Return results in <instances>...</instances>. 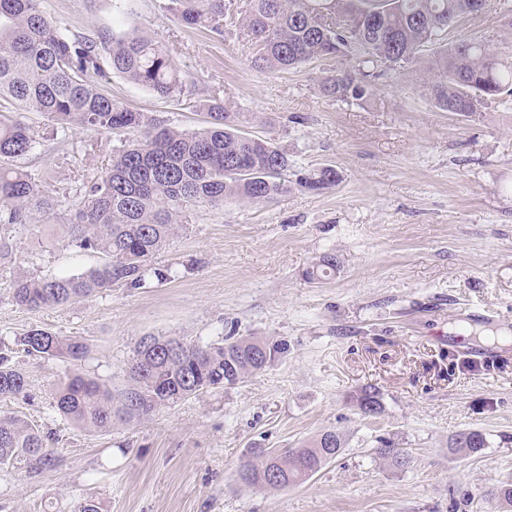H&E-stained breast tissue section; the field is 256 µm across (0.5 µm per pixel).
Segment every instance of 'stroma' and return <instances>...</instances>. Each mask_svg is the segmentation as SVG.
I'll list each match as a JSON object with an SVG mask.
<instances>
[{
  "label": "stroma",
  "mask_w": 512,
  "mask_h": 512,
  "mask_svg": "<svg viewBox=\"0 0 512 512\" xmlns=\"http://www.w3.org/2000/svg\"><path fill=\"white\" fill-rule=\"evenodd\" d=\"M164 0H41L71 33L97 38L138 27L168 49L184 94L156 97L109 72L98 86L128 107L185 130L204 126L219 99L250 134L293 160L291 184L268 203L225 202L186 213L149 263L142 285L114 284L64 306L13 304L16 268L81 273L99 255L64 245L62 216L16 236V261L0 266V341L34 327L74 336L85 360L17 353L28 395L0 401L53 436L49 464H0V512H75L85 499L105 512H512L489 497L512 481V108L491 103L466 118L436 109L414 70L379 80L357 103L323 97L319 62L283 72L251 64L232 27L189 28ZM450 38L512 41L494 8L463 18ZM118 141L75 129L45 141L21 166L48 192L94 181ZM333 166L334 187L298 186ZM323 282L307 269L323 257ZM486 309L488 330L462 335L464 309ZM145 336L216 341L264 336L288 350L264 373L163 407L150 419L87 432L54 408L65 371L125 384ZM375 387L382 412L362 417L357 398ZM327 429L342 455L287 489H248L236 472L253 448H293ZM480 430L486 446L451 449ZM409 452L395 469L373 454L379 439ZM486 439L482 432L475 429H467L456 434L453 442L454 450L468 454L477 453L485 448Z\"/></svg>",
  "instance_id": "1"
}]
</instances>
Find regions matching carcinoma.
Masks as SVG:
<instances>
[{"label": "carcinoma", "instance_id": "cac0c4a2", "mask_svg": "<svg viewBox=\"0 0 512 512\" xmlns=\"http://www.w3.org/2000/svg\"><path fill=\"white\" fill-rule=\"evenodd\" d=\"M467 0H167L166 9L192 28L218 35L228 25L253 49V66L286 71L324 60H347L320 86L323 96L360 101L371 83L416 68L421 88L439 110L464 117L490 101L512 102V50L484 49L483 40L445 42L441 34L461 18L487 6ZM112 72L160 98L182 91L180 71L168 50L133 28L79 39L66 24L45 16L39 0H0V262L13 261L12 231L48 218L59 199L47 194L36 174L17 161L35 152L41 139L17 116L41 112L51 134L86 128L121 134L110 168L93 182L62 191L67 206V246L102 256L82 273L38 276L22 271L12 281V302L23 308L61 306L89 298L115 283L143 284L148 262L169 244L191 207L237 201L263 204L287 189L288 153L271 139L243 132L240 113L220 101L203 105L209 121L194 130L167 124L101 92L94 78L103 62ZM336 170L324 167L299 179L311 190L336 184ZM336 270L324 259L306 271L323 281ZM137 343L127 369L128 384L114 395L92 377L65 374L55 385L60 416L87 431L145 419L160 408L209 390L233 388L270 367L287 345L259 336L219 341L151 337ZM28 355L82 360L86 344L32 328L17 339ZM0 347V400L26 393V373ZM365 416L381 413L376 390L362 392ZM51 434L15 416L0 415V463L51 462ZM344 435L326 430L295 448H256L238 479L246 488L284 489L304 483L345 448ZM482 432L456 434L454 450L484 448ZM376 455L394 468L409 458L404 448L381 442Z\"/></svg>", "mask_w": 512, "mask_h": 512}]
</instances>
